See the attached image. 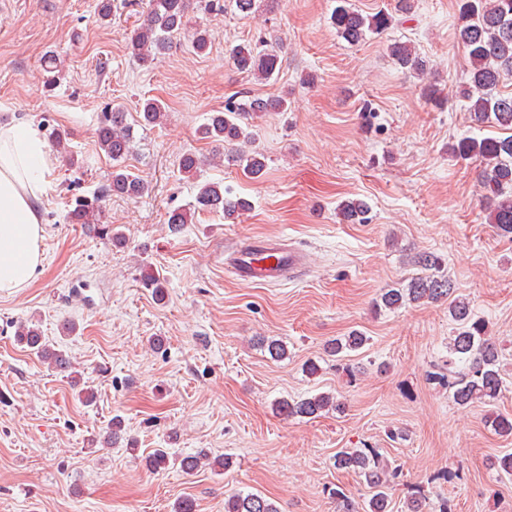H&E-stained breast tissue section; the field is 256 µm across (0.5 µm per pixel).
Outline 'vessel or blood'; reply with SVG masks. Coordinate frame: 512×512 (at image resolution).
Returning a JSON list of instances; mask_svg holds the SVG:
<instances>
[{"label":"vessel or blood","mask_w":512,"mask_h":512,"mask_svg":"<svg viewBox=\"0 0 512 512\" xmlns=\"http://www.w3.org/2000/svg\"><path fill=\"white\" fill-rule=\"evenodd\" d=\"M236 279L256 285H274L298 274L307 263V255L299 249L267 239L238 248L227 259Z\"/></svg>","instance_id":"b4317fda"}]
</instances>
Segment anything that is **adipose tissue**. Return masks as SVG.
Instances as JSON below:
<instances>
[{"label": "adipose tissue", "instance_id": "obj_1", "mask_svg": "<svg viewBox=\"0 0 512 512\" xmlns=\"http://www.w3.org/2000/svg\"><path fill=\"white\" fill-rule=\"evenodd\" d=\"M51 164L46 143L33 130L0 126V294L27 287L42 264L39 204Z\"/></svg>", "mask_w": 512, "mask_h": 512}]
</instances>
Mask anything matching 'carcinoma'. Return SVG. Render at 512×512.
I'll list each match as a JSON object with an SVG mask.
<instances>
[{"instance_id":"cac0c4a2","label":"carcinoma","mask_w":512,"mask_h":512,"mask_svg":"<svg viewBox=\"0 0 512 512\" xmlns=\"http://www.w3.org/2000/svg\"><path fill=\"white\" fill-rule=\"evenodd\" d=\"M188 0H149L146 14L129 39L132 56L146 63L167 50L171 39L184 29ZM332 25L338 34L350 43H357L367 33H381L389 28L392 17L384 13L365 16L350 6L348 0H339L331 14ZM457 41L466 50L470 68L467 80L459 89L460 97L474 120L489 121L512 129V95L499 91L503 75L512 74V0H459ZM392 59L402 68L416 72L426 69V60L406 42L390 46ZM233 65L260 80H270L280 70V55L275 47L258 49L251 43L234 46L230 52ZM286 99L271 96L266 99L237 98L224 102V110L211 113L198 130L201 138L224 144V158L215 157L238 166L254 178L262 175L265 164L262 154L252 148L254 135L249 131V118L254 112H283ZM166 112L154 98L141 103L139 118L144 126L162 123ZM131 127L125 123L124 113L114 111L97 129V143L101 150L116 162L107 183L92 197L76 196L68 211L71 224H84L98 238L119 239L109 224L100 223L102 206L107 198L116 195L138 198L147 190L144 179L121 165L132 149ZM461 158H476L484 164L483 188L488 223L503 234H512V135L507 137H463L451 146ZM224 211V217L241 215L249 210V203L233 196L222 182H206L199 186L193 209L197 211ZM366 203L348 201L340 212L344 220L362 224L367 221ZM413 265L419 272L399 288H387L380 295L378 306L396 310L411 304L448 303V313L455 324L454 335L448 344V372L436 371L430 379L448 386V393L458 406L474 402L491 403L499 397L503 378L501 374L502 349L486 336L485 321L472 313L470 303L456 294L457 288L444 271V260L432 252L413 256ZM144 287L151 289L156 301L165 299V280L153 273L143 275ZM16 341L30 353L47 363L50 368L65 374L72 363L64 351L51 346L40 329L27 322L17 324ZM368 338L354 331L328 344V353L338 359L347 352L362 349ZM342 408L333 394L320 392L304 398L280 400L276 409L288 418H314L329 410ZM486 422L501 437H512V415L492 412ZM338 469L351 470L364 478L373 490L365 512H390V491L399 470L383 461L375 448H348L336 454ZM224 512H280L276 503L254 493H238L224 501Z\"/></svg>"}]
</instances>
